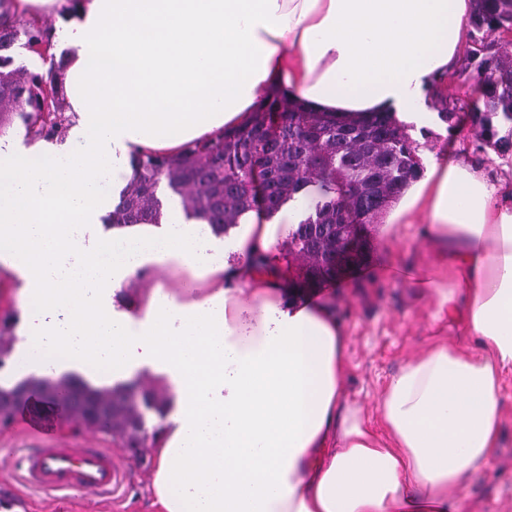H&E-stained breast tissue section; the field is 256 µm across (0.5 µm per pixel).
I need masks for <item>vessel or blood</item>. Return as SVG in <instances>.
<instances>
[{
    "label": "vessel or blood",
    "instance_id": "b4317fda",
    "mask_svg": "<svg viewBox=\"0 0 512 512\" xmlns=\"http://www.w3.org/2000/svg\"><path fill=\"white\" fill-rule=\"evenodd\" d=\"M52 417L36 415L30 407L18 410L25 431L43 441L42 447L29 448L19 457L15 477L28 490L66 502L76 494L89 492L103 499L121 494L129 472L109 448H81L58 445L53 432L70 416L63 400H56Z\"/></svg>",
    "mask_w": 512,
    "mask_h": 512
}]
</instances>
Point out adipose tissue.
I'll return each mask as SVG.
<instances>
[{"instance_id":"1","label":"adipose tissue","mask_w":512,"mask_h":512,"mask_svg":"<svg viewBox=\"0 0 512 512\" xmlns=\"http://www.w3.org/2000/svg\"><path fill=\"white\" fill-rule=\"evenodd\" d=\"M59 18L64 139L0 137V270L19 287V368L101 381L150 369L174 396L152 512H450L500 446L512 369V191L431 158L384 228L426 216L435 264L407 269L478 350L437 340L377 405L343 406L347 336L275 251L319 187L234 235L185 220L105 226L131 154L179 153L247 125L274 87L322 112L388 110L418 128L468 36V0H0V21ZM170 278L126 303L132 280Z\"/></svg>"}]
</instances>
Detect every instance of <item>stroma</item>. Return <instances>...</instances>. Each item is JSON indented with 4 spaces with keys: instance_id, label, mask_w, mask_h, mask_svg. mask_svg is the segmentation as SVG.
I'll return each instance as SVG.
<instances>
[{
    "instance_id": "1",
    "label": "stroma",
    "mask_w": 512,
    "mask_h": 512,
    "mask_svg": "<svg viewBox=\"0 0 512 512\" xmlns=\"http://www.w3.org/2000/svg\"><path fill=\"white\" fill-rule=\"evenodd\" d=\"M410 134L420 145L422 160L445 155L482 169L491 182L505 188L512 186V170L498 164L495 150L477 140L471 120H463L451 129L436 119L428 127L411 129ZM425 230L422 224H406L398 238L391 239L381 225H374L368 267L378 268L393 258L406 263L431 262L433 254ZM336 308L347 335L343 401L371 417L376 414L385 386L409 357L437 339L470 347L476 343L461 326L436 321L433 298L405 282L346 273L336 288ZM502 412L498 454L486 472L450 490L455 512H512V371L504 375ZM34 442V437L19 425L0 429V512H13L5 500L15 483L10 463ZM119 460L130 470L124 495L109 502L82 495L76 498L71 512H149L152 453L139 457L123 448Z\"/></svg>"
}]
</instances>
